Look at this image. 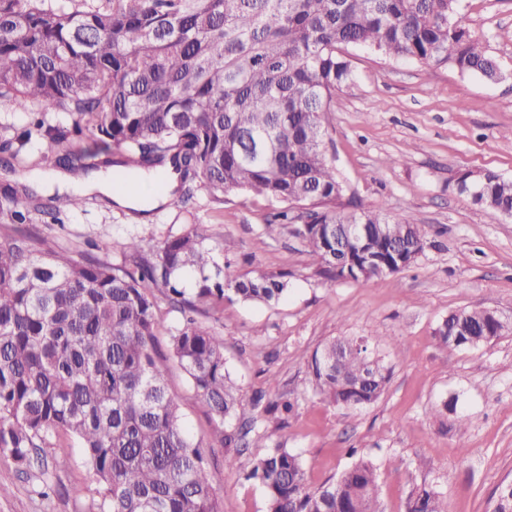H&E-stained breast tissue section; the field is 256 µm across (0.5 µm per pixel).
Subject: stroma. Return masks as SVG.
<instances>
[{"instance_id": "stroma-1", "label": "stroma", "mask_w": 512, "mask_h": 512, "mask_svg": "<svg viewBox=\"0 0 512 512\" xmlns=\"http://www.w3.org/2000/svg\"><path fill=\"white\" fill-rule=\"evenodd\" d=\"M459 20L479 36L509 77L490 83L448 66L392 59L346 48L353 80L322 116L323 147L343 186L340 206L379 210L418 224L426 242L407 269L369 282L328 280L288 233L268 235L275 204L239 190L212 197L196 190L172 198L149 220L99 194L63 223L36 213L31 226L72 256L91 253L118 263L123 245L144 249L195 228L222 247L225 279L286 274L275 303H225L206 322L224 338L227 369L244 398L255 392L292 401V412L259 422V445L208 449V468L223 512H266V495L243 469L270 448L300 454L310 486L370 458L381 482L383 512H405L416 488L430 485L448 512H494L497 489L512 480V329L479 348L451 350L436 330L448 314L479 306L512 321V218L494 217L460 195L462 170L512 178V0H460ZM46 141L32 138L0 186L26 185L43 199L59 195L42 160ZM392 337L399 356L379 342ZM354 337L386 358L389 380L380 398L339 408L307 389L308 365L328 342ZM169 392L195 438L210 432L205 403L178 367ZM453 410H446V402ZM466 414L468 428L455 423ZM68 456L62 470L20 472L0 456V512H96L97 484L77 444L52 439L46 461ZM236 467H226V459ZM51 483V498L40 495Z\"/></svg>"}]
</instances>
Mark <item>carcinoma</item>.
Listing matches in <instances>:
<instances>
[{"label": "carcinoma", "instance_id": "1", "mask_svg": "<svg viewBox=\"0 0 512 512\" xmlns=\"http://www.w3.org/2000/svg\"><path fill=\"white\" fill-rule=\"evenodd\" d=\"M457 0H0V100L68 114L70 126L32 122L49 140L47 166L100 167L127 157L116 174L168 167L184 196L241 190L283 205L269 231L308 207L315 224H365L368 250L397 265L423 238L404 218L336 209L343 187L323 150L322 113L352 80L349 46L389 58L446 65L462 75L505 79L479 38L455 18ZM89 139L88 147L74 140ZM457 190L493 216L512 214V179L463 170ZM79 195L53 197L52 213L78 209ZM33 192L0 190V455L24 470L59 433L76 440L98 484L97 512H222L202 441L187 431L170 396L167 361L187 375L213 421L211 442L243 441L256 419L226 371L224 337L197 320L224 300L269 304L281 275L221 276L218 254L196 230L147 252L134 238L111 263L58 252L29 229ZM330 279L363 275L366 257L336 266V242L309 230L302 240ZM184 315L158 352L159 299ZM483 308L448 315L437 328L450 349L499 338ZM363 339L326 344L309 365L312 388L334 405L374 403L388 381ZM239 421L237 434L224 421ZM267 512H381L372 461L312 488L301 458L277 446L252 463ZM407 512H448L430 487ZM494 512H512V482Z\"/></svg>", "mask_w": 512, "mask_h": 512}]
</instances>
